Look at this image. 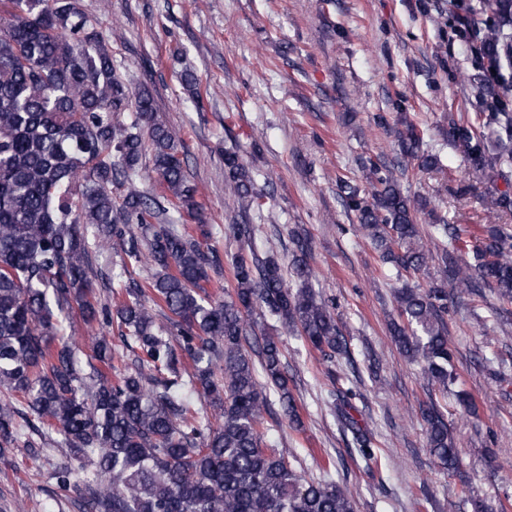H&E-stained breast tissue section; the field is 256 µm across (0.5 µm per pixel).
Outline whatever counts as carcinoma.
Masks as SVG:
<instances>
[{
  "label": "carcinoma",
  "instance_id": "obj_1",
  "mask_svg": "<svg viewBox=\"0 0 512 512\" xmlns=\"http://www.w3.org/2000/svg\"><path fill=\"white\" fill-rule=\"evenodd\" d=\"M485 33L474 47L486 62L481 137L453 120L448 138L463 145L477 175L512 167V0H483ZM131 112V121L119 114ZM151 94H131L112 66L108 38L82 0H0V460L37 440L67 449L50 478L77 493L79 512H356L347 489L299 474L284 453L261 445L260 428L275 395L282 418L300 424L280 337L256 340L265 382L251 356L246 316L259 309L327 362L329 398L352 444L375 459L371 431L349 414L355 391L339 384L335 362L349 355L333 307L316 290L310 242L296 230L290 278L269 251L232 259L234 287L206 290L220 264L216 250L176 224L166 205L139 189L150 156L163 198L200 216L175 129L154 118ZM404 162L420 137L398 133ZM363 180L344 185L348 207L384 264L420 272L433 261L416 214L425 200L403 193L395 172L370 158ZM234 202L260 209L265 194L238 151H224ZM123 188L119 198L112 187ZM457 245L459 229L432 224ZM122 277L109 297L93 294L92 254L107 247ZM444 277L422 290L404 284L390 331L400 353L426 363L443 392L457 376L448 346V301L488 287L512 300V222L486 226L472 261L448 260ZM151 272L148 288L133 277ZM90 329V354L65 336L64 321ZM117 321L124 352L106 328ZM115 372L107 376L103 369ZM210 407L209 418L204 407ZM429 453L446 471L458 452L435 402L420 408Z\"/></svg>",
  "mask_w": 512,
  "mask_h": 512
}]
</instances>
